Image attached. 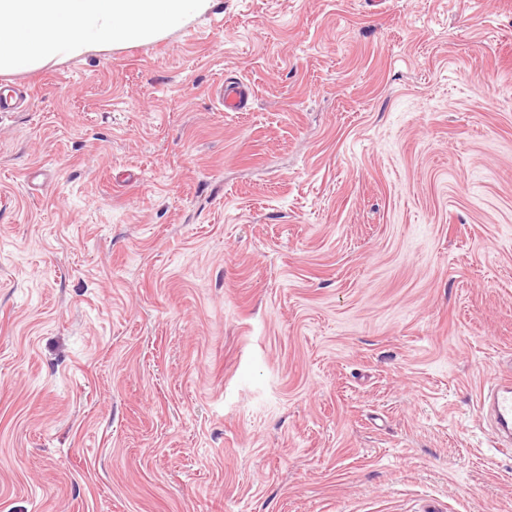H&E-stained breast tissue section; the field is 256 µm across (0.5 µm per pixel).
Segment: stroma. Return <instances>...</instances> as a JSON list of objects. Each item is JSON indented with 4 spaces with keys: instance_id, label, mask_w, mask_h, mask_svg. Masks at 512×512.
I'll use <instances>...</instances> for the list:
<instances>
[{
    "instance_id": "35a3bbf8",
    "label": "stroma",
    "mask_w": 512,
    "mask_h": 512,
    "mask_svg": "<svg viewBox=\"0 0 512 512\" xmlns=\"http://www.w3.org/2000/svg\"><path fill=\"white\" fill-rule=\"evenodd\" d=\"M1 84L0 512H512V0H213ZM252 96V88L243 82L222 83L215 90V97L224 112L246 111ZM483 409H487L501 437L511 444L512 435V369L504 371L497 383L480 394Z\"/></svg>"
}]
</instances>
